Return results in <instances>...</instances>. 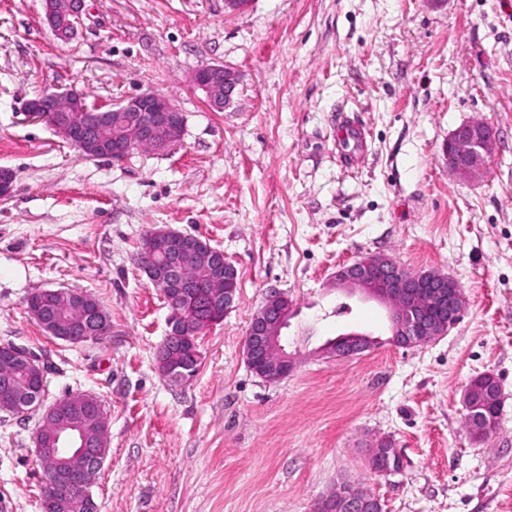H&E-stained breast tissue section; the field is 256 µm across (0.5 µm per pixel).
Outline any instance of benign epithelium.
I'll use <instances>...</instances> for the list:
<instances>
[{"label": "benign epithelium", "mask_w": 512, "mask_h": 512, "mask_svg": "<svg viewBox=\"0 0 512 512\" xmlns=\"http://www.w3.org/2000/svg\"><path fill=\"white\" fill-rule=\"evenodd\" d=\"M85 9V0H44V20L53 36L67 42L76 35ZM192 85L202 91L210 108L222 112L238 93L237 70L224 64H205L191 74ZM26 112L34 118L51 121L55 134L81 154L95 158L108 151L121 162L135 150L169 153L184 136V117L172 99L154 91L143 92L112 105L89 106L73 89L46 91L27 102ZM90 112L115 115L112 140L105 142L87 133ZM495 134L483 121H470L453 130L445 150L448 171L462 179H475L493 153ZM15 173L0 168V199L13 192ZM137 262L148 280L161 289L170 305L168 331L156 351L160 373L174 382L192 379L202 363L198 343L206 329L224 321L233 307L237 291V269L224 251L199 236L170 228H154L139 245ZM195 266L193 283L204 289L209 317L193 330L182 324L180 307L195 301L182 271ZM439 286L430 292L420 289L419 275L407 274L393 260L371 257L336 270V284L348 297L359 294L384 305L390 335L402 346L413 347L445 335L441 324L429 321L424 313L436 307L445 312L448 326L459 321L467 299L457 282L437 273ZM27 311L41 327L51 329L55 338L71 344L99 340L102 327L110 323L106 310L77 290L43 289L26 299ZM294 313L292 300L281 292L266 296L250 320L244 345V359L252 372L267 382H278L290 375L296 361L286 349L282 336ZM366 337L349 332L324 345L326 353L353 358L365 351ZM0 384L4 398L0 411L25 414L40 407L45 399V371L38 356L12 342L0 343ZM499 417L486 420L477 414L474 427L482 439L497 430ZM107 420L100 402L89 394H74L54 401L43 414L42 426L34 443L45 474L53 481H68L69 496L81 504L92 500V484L108 455ZM364 490L341 486L334 493L347 512H381L380 499L368 501Z\"/></svg>", "instance_id": "obj_1"}]
</instances>
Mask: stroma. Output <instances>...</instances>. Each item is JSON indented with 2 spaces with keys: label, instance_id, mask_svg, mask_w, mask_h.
Returning a JSON list of instances; mask_svg holds the SVG:
<instances>
[{
  "label": "stroma",
  "instance_id": "obj_1",
  "mask_svg": "<svg viewBox=\"0 0 512 512\" xmlns=\"http://www.w3.org/2000/svg\"><path fill=\"white\" fill-rule=\"evenodd\" d=\"M208 63L240 74L226 111L190 82ZM57 87L91 105L164 94L183 113V144L83 157L24 111ZM342 116L366 133L349 158ZM473 120L495 145L469 181L449 173L445 144ZM0 167L15 173L0 200V340L47 362V402L100 401L99 512H313L345 481L384 512H512V0H252L239 13L224 0H86L67 43L42 0H0ZM163 226L207 240L238 271L235 306L200 335L186 383L157 369L170 308L137 265L141 236ZM369 256L451 277L464 317L412 348L325 356L339 334L388 329L384 306L333 281ZM44 288L92 293L108 335L48 336L26 309ZM274 290L295 305L284 334L296 368L269 383L243 349ZM483 373L503 401L499 431L477 443L462 399ZM41 423L38 411L0 412L7 512H42ZM381 439L401 473L370 470Z\"/></svg>",
  "mask_w": 512,
  "mask_h": 512
}]
</instances>
